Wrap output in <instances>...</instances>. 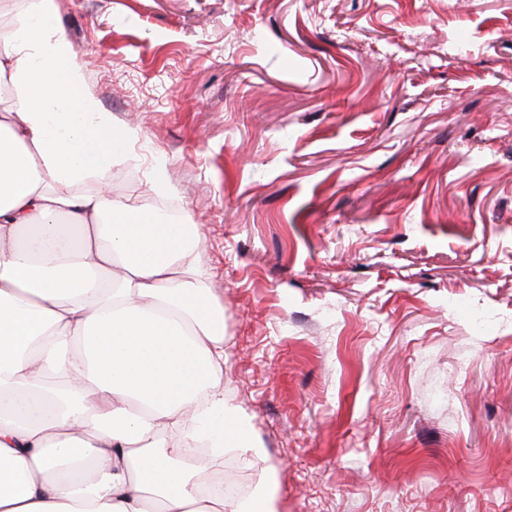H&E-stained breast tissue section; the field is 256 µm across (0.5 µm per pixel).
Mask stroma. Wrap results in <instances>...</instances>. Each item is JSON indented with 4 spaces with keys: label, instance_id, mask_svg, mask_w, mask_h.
Masks as SVG:
<instances>
[{
    "label": "stroma",
    "instance_id": "stroma-1",
    "mask_svg": "<svg viewBox=\"0 0 512 512\" xmlns=\"http://www.w3.org/2000/svg\"><path fill=\"white\" fill-rule=\"evenodd\" d=\"M55 7L141 131L113 197L199 227L225 456L280 512H512V0Z\"/></svg>",
    "mask_w": 512,
    "mask_h": 512
}]
</instances>
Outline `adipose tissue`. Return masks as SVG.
<instances>
[{
    "mask_svg": "<svg viewBox=\"0 0 512 512\" xmlns=\"http://www.w3.org/2000/svg\"><path fill=\"white\" fill-rule=\"evenodd\" d=\"M4 82L0 512H278L270 472L237 500L205 488L225 449L263 457L224 397V308L196 225L113 199L139 132L97 111L54 0L0 28ZM89 175L94 194L60 192Z\"/></svg>",
    "mask_w": 512,
    "mask_h": 512,
    "instance_id": "ef3b65f1",
    "label": "adipose tissue"
}]
</instances>
